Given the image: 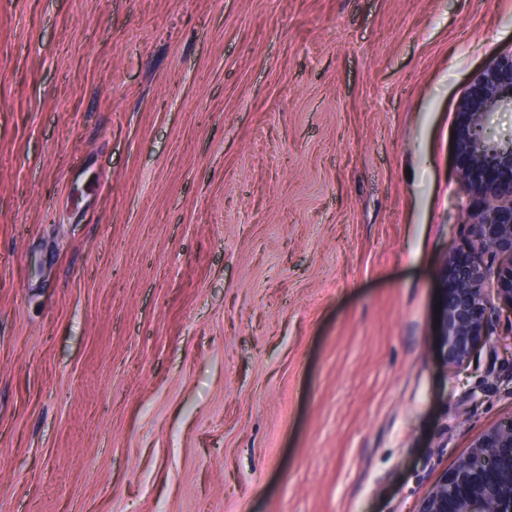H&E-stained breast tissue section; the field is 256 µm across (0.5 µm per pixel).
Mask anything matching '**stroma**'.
Returning a JSON list of instances; mask_svg holds the SVG:
<instances>
[{"label":"stroma","instance_id":"stroma-1","mask_svg":"<svg viewBox=\"0 0 512 512\" xmlns=\"http://www.w3.org/2000/svg\"><path fill=\"white\" fill-rule=\"evenodd\" d=\"M512 0H0V512H416L512 412L436 309Z\"/></svg>","mask_w":512,"mask_h":512}]
</instances>
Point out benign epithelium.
Segmentation results:
<instances>
[{"label": "benign epithelium", "mask_w": 512, "mask_h": 512, "mask_svg": "<svg viewBox=\"0 0 512 512\" xmlns=\"http://www.w3.org/2000/svg\"><path fill=\"white\" fill-rule=\"evenodd\" d=\"M499 110H512V54L488 67L457 109V175L476 211L474 256L459 264L450 254L446 263L440 343L443 365L452 369L467 366L487 344L493 319L512 324V141L487 133L489 114ZM418 512H512V414L457 459Z\"/></svg>", "instance_id": "1"}]
</instances>
